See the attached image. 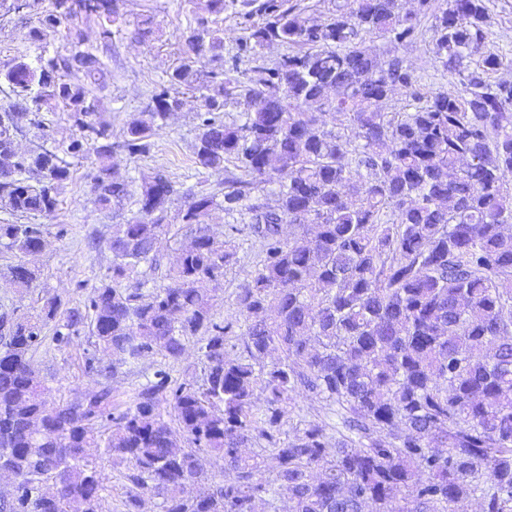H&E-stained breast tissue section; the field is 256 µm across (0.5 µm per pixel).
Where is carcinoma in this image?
<instances>
[{
	"label": "carcinoma",
	"mask_w": 512,
	"mask_h": 512,
	"mask_svg": "<svg viewBox=\"0 0 512 512\" xmlns=\"http://www.w3.org/2000/svg\"><path fill=\"white\" fill-rule=\"evenodd\" d=\"M417 2L405 12L401 0H343L314 20L300 0H209L216 13L239 6L243 35L226 53L224 31L207 19L183 30L179 65L116 141L87 88L105 70L80 50V35L52 55L0 62L12 97L0 110V206L9 212L55 210L70 175L62 152L94 156V204L121 205L129 184L106 161L117 149L147 154L184 89L201 112L197 164L224 174L223 200L193 193L183 209L192 242L164 288L138 275L159 266L175 189L163 174L145 181L138 216L113 225L105 242L89 237L112 265L54 336L63 343L89 326L114 374L149 352L176 361L198 336L202 386L182 383L167 400L168 374L158 370L117 416L108 385L83 405L49 404L30 356L40 326L0 316V471L20 489L0 498V512H99L103 475L84 456L99 446L132 465L124 512H139L144 493L161 500V512H256V500L272 507L281 496L290 512H465L473 498L481 512H512V82L468 71L476 56L488 70L501 66L483 55L484 0ZM42 3L0 0V13L37 15V37L81 12L112 44L119 0ZM427 13L429 50L462 77L463 95L425 91L401 56L381 60L365 46L370 36L413 41ZM272 44L292 52L271 66L263 50ZM208 57L220 67L206 69ZM398 89L413 111H383ZM59 105L81 136L18 154V120L43 131L41 113ZM229 105L243 123L224 122ZM328 114L339 130L325 128ZM219 205L248 218L264 253L237 288L236 357L227 351L232 324L214 321L215 294L201 287L236 263L235 242L218 241L205 223ZM285 224L298 228L288 239ZM1 241L24 255L43 243L34 224H0ZM8 276L23 289L37 279L22 262ZM301 395L336 407L343 431L334 454L323 425L281 431L285 406ZM164 401L189 447L164 419ZM103 420L112 423L104 439ZM250 442L273 455L274 477L261 472V455L243 453ZM202 451L222 467L197 499L186 488L205 478L193 467ZM45 480L55 493L40 496Z\"/></svg>",
	"instance_id": "1"
}]
</instances>
